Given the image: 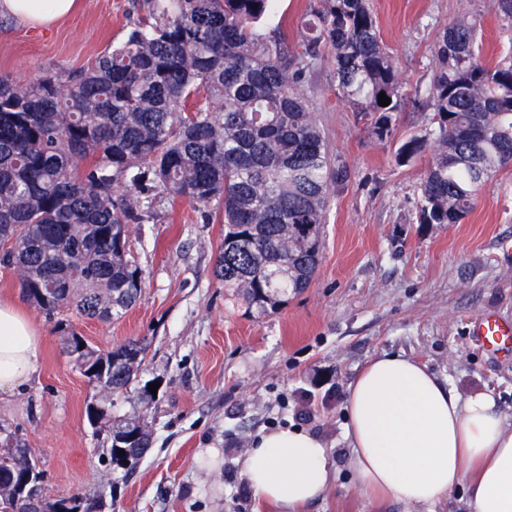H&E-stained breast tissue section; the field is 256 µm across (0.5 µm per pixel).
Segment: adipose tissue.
Returning <instances> with one entry per match:
<instances>
[{"label": "adipose tissue", "mask_w": 512, "mask_h": 512, "mask_svg": "<svg viewBox=\"0 0 512 512\" xmlns=\"http://www.w3.org/2000/svg\"><path fill=\"white\" fill-rule=\"evenodd\" d=\"M79 0H0V13L40 27ZM42 336L15 303L0 300V393L30 384ZM345 435L357 486L408 507L445 501L469 480L470 512H512V423L486 393L463 395L412 359L382 355L347 391ZM320 438L299 428L259 436L239 459L252 496L297 512L333 474Z\"/></svg>", "instance_id": "1"}]
</instances>
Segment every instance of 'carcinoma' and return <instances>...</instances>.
I'll return each mask as SVG.
<instances>
[{"label": "carcinoma", "mask_w": 512, "mask_h": 512, "mask_svg": "<svg viewBox=\"0 0 512 512\" xmlns=\"http://www.w3.org/2000/svg\"><path fill=\"white\" fill-rule=\"evenodd\" d=\"M275 0H134L125 38L87 67L21 83L0 75V263L48 316L70 308L100 321L138 301L143 271L128 258L129 225L158 200L218 202L224 245L215 276L252 316L277 311L307 288L335 187L351 170L328 150L305 95L328 52L337 90L384 142L404 94L398 63L367 0H309L292 48L258 32ZM512 33V0H494ZM480 22L463 14L432 51L427 132L396 150L404 165L430 154L419 224H459L484 178L512 166V52L488 65L476 52ZM390 104L381 106L379 94ZM63 347L100 402L110 462L138 463L151 445L143 410L112 420L104 403L136 380L143 340L103 353L75 329ZM0 500L41 512L43 485L17 438L4 441Z\"/></svg>", "instance_id": "cac0c4a2"}]
</instances>
